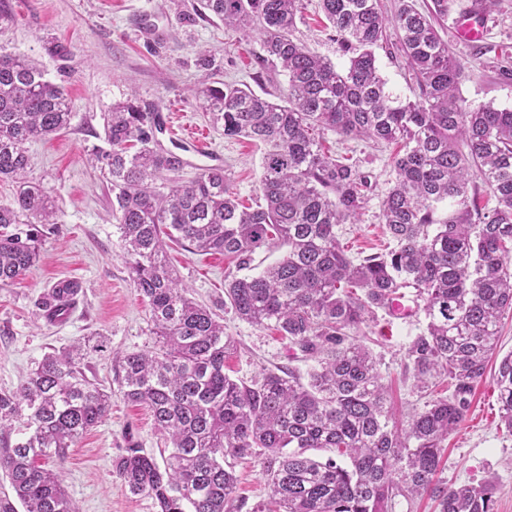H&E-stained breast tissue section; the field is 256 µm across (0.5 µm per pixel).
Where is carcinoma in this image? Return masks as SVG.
<instances>
[{
    "instance_id": "carcinoma-1",
    "label": "carcinoma",
    "mask_w": 512,
    "mask_h": 512,
    "mask_svg": "<svg viewBox=\"0 0 512 512\" xmlns=\"http://www.w3.org/2000/svg\"><path fill=\"white\" fill-rule=\"evenodd\" d=\"M451 0L422 12L399 0L392 16L378 0H320L349 64L338 69L293 37L300 0H202L238 30L264 36L260 68L288 76L282 101L234 83L204 79L194 89L224 136L266 146L263 203L238 202L224 169L182 182L184 162L155 146L159 123L138 96L104 116L110 150L97 152L111 184L112 210L129 278L149 305L158 347L119 360L123 397L146 407L167 447L160 457L130 448L113 464L133 495L157 512H242L234 464L260 469L267 499L250 512H394L398 499L427 497L438 512H494L495 484L451 487L437 478L444 443L466 420L484 378L503 314L512 310V110L471 108L459 95L460 67L436 23ZM400 33V50L419 90L400 101L387 88L373 47ZM64 87L24 56L0 51V180L17 190L0 205V287L39 260L46 226L56 223L50 192L28 178L27 144L71 124ZM398 144L395 180L382 223L395 247L359 263L336 238L358 220L368 178L323 146L325 132ZM496 205L469 194L474 179ZM451 210L438 215L439 204ZM247 266L261 251L285 249L257 275L224 282L240 319L272 324L292 358H315L302 380L293 368L244 381L225 372L237 350L224 320L195 303L167 264L165 239ZM405 288L423 301L427 324L408 344L405 376L432 398L395 419L376 359L356 336ZM82 292L61 279L33 303L62 321ZM81 345L43 355L15 391H0V471L13 496L0 512H76L61 475L48 467L103 423L112 393L82 371ZM498 411L512 431V352L495 372Z\"/></svg>"
}]
</instances>
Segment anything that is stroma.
Returning <instances> with one entry per match:
<instances>
[{"label":"stroma","mask_w":512,"mask_h":512,"mask_svg":"<svg viewBox=\"0 0 512 512\" xmlns=\"http://www.w3.org/2000/svg\"><path fill=\"white\" fill-rule=\"evenodd\" d=\"M200 5L201 0H0V9L11 16L0 28V50L38 61L48 79L65 86L73 112L70 128L28 145L29 177L50 190L57 224L39 261L16 282L0 287V390H16L51 349L103 341V351L85 359L84 372L111 390L112 410L104 423L69 448L65 459L53 464L76 512H156L151 498L132 495L121 484L113 462L130 448L157 454L163 447L150 412L125 401L116 382L119 356L154 349L156 338L148 307L128 276L110 185L100 167L89 161L93 151L108 149L104 114L113 102L138 93L162 116L158 147H183L181 179L221 167L239 200L251 205L260 197L265 147L246 138H225L194 89L208 77L248 85L275 100L288 87V78L280 71L256 78L263 44L260 31L235 30L215 18L194 15ZM483 11L488 31L479 44L458 41L451 20L440 21L437 30L464 67L459 94L466 105L512 109V72L501 71L512 60V0H496ZM320 17L319 0H302L295 38L336 66H345L347 56ZM53 38L69 45V59L48 52L47 42ZM399 38V33L389 31L374 53L389 88L401 99L412 100L418 89L398 51ZM202 53L211 56L210 69L199 67ZM325 138L337 155L351 158L370 183L361 215L355 223L337 225V238L356 261L388 252L393 243L384 233L381 203L395 178L394 146L331 131ZM167 255L190 297L222 316L225 332L237 340L238 350L228 361L235 377L248 381L288 364L303 376L314 368L311 360L291 361L288 343L276 331L241 320L225 307L224 281L239 273L235 260L200 254L179 242L170 243ZM65 278L81 281L83 293L65 320L46 323L35 315L32 303L45 288ZM424 325L420 312L405 318L381 312L364 338L404 418L425 402L403 378L406 347ZM511 351L508 311L501 320L489 373L476 387L465 422L448 439L440 473L451 485L493 479L494 512H512V434L500 422L492 377Z\"/></svg>","instance_id":"obj_1"}]
</instances>
